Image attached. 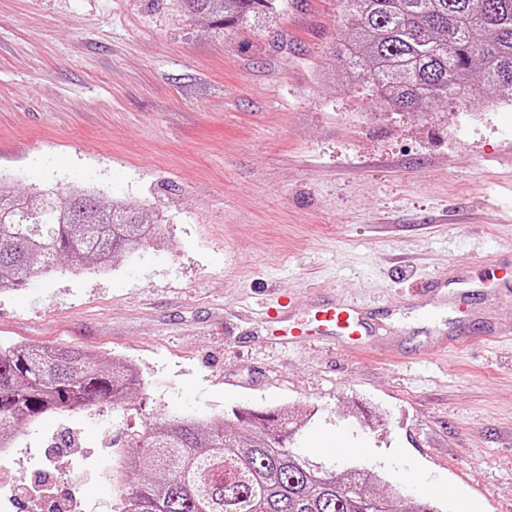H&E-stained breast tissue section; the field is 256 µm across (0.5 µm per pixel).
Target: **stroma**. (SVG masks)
Wrapping results in <instances>:
<instances>
[{"mask_svg": "<svg viewBox=\"0 0 512 512\" xmlns=\"http://www.w3.org/2000/svg\"><path fill=\"white\" fill-rule=\"evenodd\" d=\"M344 0H279L270 26H215L177 0H0V189L90 187L136 212L148 244L107 269L0 290V342L73 345L135 365L117 403L49 413L19 432L25 475L73 461L85 512L149 424L284 409L348 433L409 498L404 472L512 512V337L435 357L412 322L384 349L266 343L276 297L386 308L408 285L483 252L512 263V105L462 93L394 112L336 59Z\"/></svg>", "mask_w": 512, "mask_h": 512, "instance_id": "obj_1", "label": "stroma"}]
</instances>
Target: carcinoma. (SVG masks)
I'll return each mask as SVG.
<instances>
[{
    "label": "carcinoma",
    "instance_id": "1",
    "mask_svg": "<svg viewBox=\"0 0 512 512\" xmlns=\"http://www.w3.org/2000/svg\"><path fill=\"white\" fill-rule=\"evenodd\" d=\"M185 12L218 26L271 14L273 0H181ZM351 25L335 55L347 56L389 109L417 112L428 100L466 87L475 63L484 83L476 94L512 103V0H345ZM147 242L135 214L95 191L0 193V288L13 289L68 258L104 269L112 254ZM139 385L135 369L75 346L0 344V440L55 410L113 402ZM233 416L263 429L244 440L214 417L152 426L123 456L137 477L120 512H440L407 502L375 471L342 473L290 447L304 423L288 415Z\"/></svg>",
    "mask_w": 512,
    "mask_h": 512
}]
</instances>
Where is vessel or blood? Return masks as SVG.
<instances>
[{"instance_id":"1","label":"vessel or blood","mask_w":512,"mask_h":512,"mask_svg":"<svg viewBox=\"0 0 512 512\" xmlns=\"http://www.w3.org/2000/svg\"><path fill=\"white\" fill-rule=\"evenodd\" d=\"M471 260L454 264L448 280L433 278L413 287L411 296L428 307L426 323H435L447 313V330L437 331L423 346L426 355L445 350L457 337L474 338L483 323L473 299L512 296V268L495 266L483 274L470 271ZM261 322L266 335L277 337L282 345L302 346L325 341L350 352H365L375 347V337L384 320L356 303L312 298L306 307H295L292 300L277 299L267 307Z\"/></svg>"}]
</instances>
